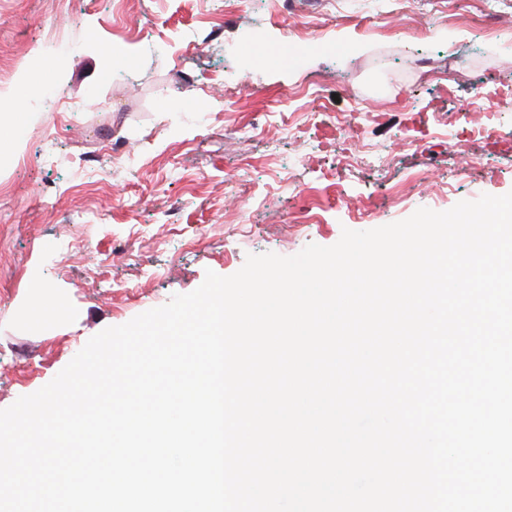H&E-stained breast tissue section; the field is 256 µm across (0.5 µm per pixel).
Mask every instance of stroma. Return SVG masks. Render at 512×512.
<instances>
[{"instance_id":"1","label":"stroma","mask_w":512,"mask_h":512,"mask_svg":"<svg viewBox=\"0 0 512 512\" xmlns=\"http://www.w3.org/2000/svg\"><path fill=\"white\" fill-rule=\"evenodd\" d=\"M0 60V409L206 270L512 191V0H0Z\"/></svg>"}]
</instances>
